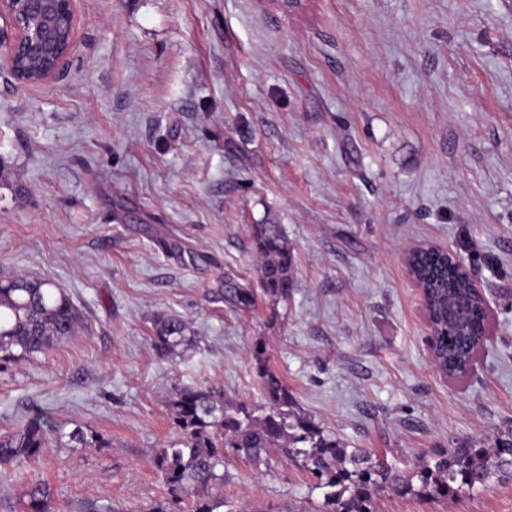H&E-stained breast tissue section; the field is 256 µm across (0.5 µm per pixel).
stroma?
I'll return each mask as SVG.
<instances>
[{
    "instance_id": "35a3bbf8",
    "label": "stroma",
    "mask_w": 512,
    "mask_h": 512,
    "mask_svg": "<svg viewBox=\"0 0 512 512\" xmlns=\"http://www.w3.org/2000/svg\"><path fill=\"white\" fill-rule=\"evenodd\" d=\"M56 77L0 73V279L29 273L79 310L50 353L0 365V434L34 413L40 456L0 465V512L29 484L50 512H185L155 466L176 389L262 407L254 347L348 449L412 469L512 433V0H78ZM296 264L262 292L252 224ZM457 252L486 301L469 371L432 358L404 250ZM254 293L243 308L226 281ZM196 338L167 356L153 320ZM103 448L71 442L76 428ZM226 512H326L301 462L224 451ZM374 512H512V479Z\"/></svg>"
}]
</instances>
